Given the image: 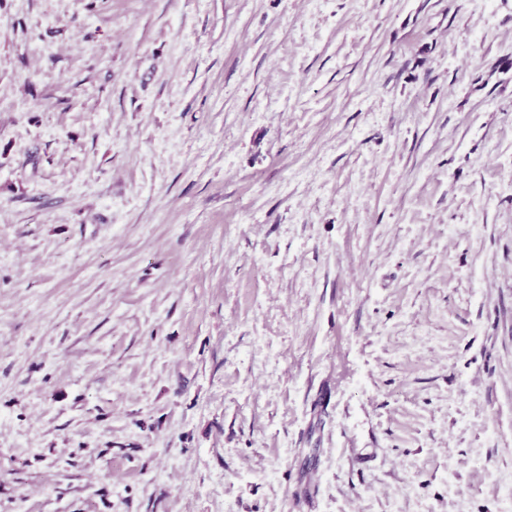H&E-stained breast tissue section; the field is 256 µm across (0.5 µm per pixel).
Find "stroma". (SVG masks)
Instances as JSON below:
<instances>
[{
  "instance_id": "35a3bbf8",
  "label": "stroma",
  "mask_w": 512,
  "mask_h": 512,
  "mask_svg": "<svg viewBox=\"0 0 512 512\" xmlns=\"http://www.w3.org/2000/svg\"><path fill=\"white\" fill-rule=\"evenodd\" d=\"M512 0H0V512H512Z\"/></svg>"
}]
</instances>
